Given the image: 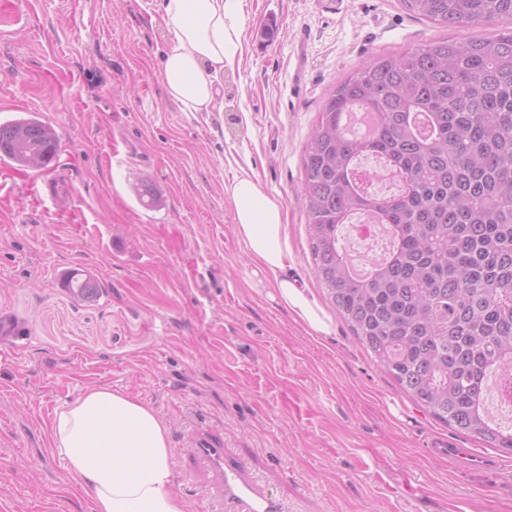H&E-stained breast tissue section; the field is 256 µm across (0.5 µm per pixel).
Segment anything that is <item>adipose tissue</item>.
<instances>
[{
	"instance_id": "obj_1",
	"label": "adipose tissue",
	"mask_w": 512,
	"mask_h": 512,
	"mask_svg": "<svg viewBox=\"0 0 512 512\" xmlns=\"http://www.w3.org/2000/svg\"><path fill=\"white\" fill-rule=\"evenodd\" d=\"M170 42L161 66L168 96L187 112L210 111L217 82L237 52L239 0H162ZM234 232L268 275L272 297L311 327L327 324L305 288L286 273L288 242L279 198L249 172L224 187ZM51 443L72 476L91 490V512H185L175 490L165 422L148 404L107 386L87 388L58 409Z\"/></svg>"
}]
</instances>
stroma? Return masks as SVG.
<instances>
[{
    "mask_svg": "<svg viewBox=\"0 0 512 512\" xmlns=\"http://www.w3.org/2000/svg\"><path fill=\"white\" fill-rule=\"evenodd\" d=\"M159 0H0V122L39 113L68 160L71 216L0 202V512H89L53 450L56 409L106 385L150 404L170 432L187 512H215L182 446L205 424L287 512H512V454L435 420L387 375L311 271L302 160L338 83L376 54L444 28L401 0H242L243 28L210 112L165 93ZM255 173L286 214L288 272L327 330L274 301L234 234L225 182ZM149 180L160 203L134 189ZM99 285L79 299L63 271ZM434 439L489 451L495 473L430 457Z\"/></svg>",
    "mask_w": 512,
    "mask_h": 512,
    "instance_id": "stroma-1",
    "label": "stroma"
}]
</instances>
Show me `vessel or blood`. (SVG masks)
I'll return each mask as SVG.
<instances>
[{"instance_id": "obj_1", "label": "vessel or blood", "mask_w": 512, "mask_h": 512, "mask_svg": "<svg viewBox=\"0 0 512 512\" xmlns=\"http://www.w3.org/2000/svg\"><path fill=\"white\" fill-rule=\"evenodd\" d=\"M44 177L16 182V169L7 164L0 167V190L8 196H30L53 204L59 218H67L69 211L61 201L60 178L63 169L60 147H53L45 160ZM193 459L210 478L209 491L216 499L220 512H285L284 506L274 497L256 490L246 476L244 464L231 459L224 450V439L215 430L198 426L183 439ZM428 454L436 459H451L463 468L475 472L497 470L495 459L477 455L469 450L453 447L444 441L429 444Z\"/></svg>"}]
</instances>
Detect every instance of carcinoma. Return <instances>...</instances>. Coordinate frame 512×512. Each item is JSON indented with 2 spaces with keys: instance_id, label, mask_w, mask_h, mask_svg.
I'll return each instance as SVG.
<instances>
[{
  "instance_id": "1",
  "label": "carcinoma",
  "mask_w": 512,
  "mask_h": 512,
  "mask_svg": "<svg viewBox=\"0 0 512 512\" xmlns=\"http://www.w3.org/2000/svg\"><path fill=\"white\" fill-rule=\"evenodd\" d=\"M443 27L512 22V0H403ZM374 117L350 138L344 113ZM58 140L36 112L0 123V158L43 166ZM399 177L369 191L357 160ZM313 272L378 366L432 417L512 452L490 425L487 374L512 370V25L492 39H440L374 56L326 100L303 156ZM387 225L390 249L365 277L339 228L355 213Z\"/></svg>"
}]
</instances>
